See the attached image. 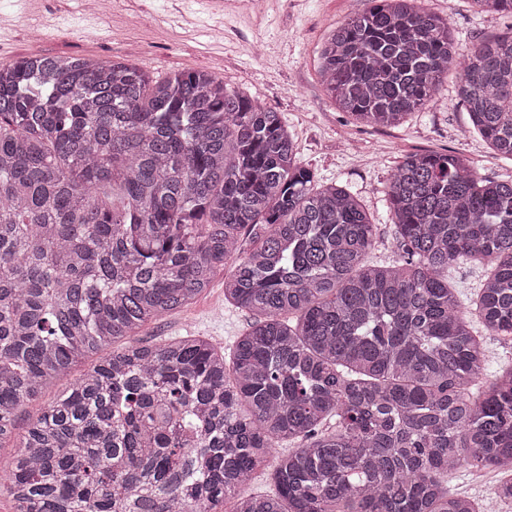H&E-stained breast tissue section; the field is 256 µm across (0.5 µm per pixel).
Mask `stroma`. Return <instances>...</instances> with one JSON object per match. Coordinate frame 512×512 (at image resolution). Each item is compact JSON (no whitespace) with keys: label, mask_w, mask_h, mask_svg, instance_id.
<instances>
[{"label":"stroma","mask_w":512,"mask_h":512,"mask_svg":"<svg viewBox=\"0 0 512 512\" xmlns=\"http://www.w3.org/2000/svg\"><path fill=\"white\" fill-rule=\"evenodd\" d=\"M83 2L10 0L0 8V63L42 53L123 59L156 79L178 70L212 72L228 89L280 112L299 161L320 183L350 187L378 226L377 257L393 254L383 190L405 155L456 151L475 163L479 176L512 175V163L472 131L454 100V78L444 79L429 107L395 127L357 122L337 107L321 82L318 54L329 32L361 10V0H263L258 9L221 16L199 0H106L96 11ZM144 6L152 17L132 20L131 12ZM421 6L446 17L466 45L512 26L511 17L480 12L471 0H422ZM27 19L40 22L43 35L27 34ZM226 275L219 270L190 305L146 325L139 342L207 336L230 347L251 315L225 303Z\"/></svg>","instance_id":"obj_1"}]
</instances>
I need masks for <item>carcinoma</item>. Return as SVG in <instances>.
<instances>
[{
    "label": "carcinoma",
    "instance_id": "carcinoma-1",
    "mask_svg": "<svg viewBox=\"0 0 512 512\" xmlns=\"http://www.w3.org/2000/svg\"><path fill=\"white\" fill-rule=\"evenodd\" d=\"M365 2L319 51L336 104L397 126L455 70L474 131L512 161V31L464 46L420 0ZM384 194L399 259L374 264L358 198L211 73L0 64V442L99 356L28 423L0 475L14 512H480L448 485L461 466L511 500L512 365L483 376L487 341L512 340V176L415 153ZM460 261L485 268L467 311ZM228 265L224 300L252 315L230 357L134 341ZM274 448L275 493L242 494ZM67 386L68 382H60L49 389L39 401L25 405L18 413L16 433H22L28 422L41 412V409L51 401L55 394L63 391Z\"/></svg>",
    "mask_w": 512,
    "mask_h": 512
}]
</instances>
